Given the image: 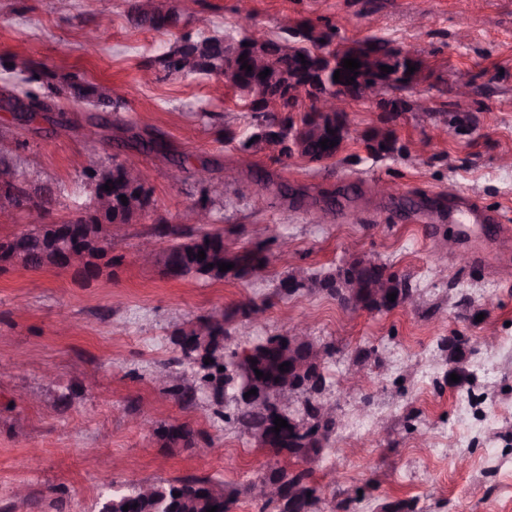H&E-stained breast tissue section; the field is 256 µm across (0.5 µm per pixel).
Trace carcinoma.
Returning a JSON list of instances; mask_svg holds the SVG:
<instances>
[{
	"instance_id": "1",
	"label": "carcinoma",
	"mask_w": 512,
	"mask_h": 512,
	"mask_svg": "<svg viewBox=\"0 0 512 512\" xmlns=\"http://www.w3.org/2000/svg\"><path fill=\"white\" fill-rule=\"evenodd\" d=\"M129 19L136 26H148L163 29L177 24L179 16L174 11L163 12L156 7V0H133L129 9ZM281 36L275 39L242 38L236 40L229 36L183 35L167 52L158 58V66L169 75L180 76H224L231 77L230 87L240 100L244 101L250 112L253 131L239 142L244 152L265 151L270 158L280 161L290 157L287 152L288 141L296 138L303 140V156L312 161H325L332 155L322 150L320 141L334 140V131L347 130V116L344 112H317L315 103L328 95H341L348 100L366 98L369 82L379 85L378 106L389 116L414 109L409 101L393 96L387 97L388 91L407 88L420 80L422 63L403 55L382 38L371 37L362 42L339 47L331 45L324 36L315 35L312 25L303 20H296L288 27H280ZM246 55L247 64H252L257 57L264 61V68L270 70L265 78H260V71H247L239 61ZM304 59H299V55ZM355 58L361 67L356 69L358 75L354 82L346 83L345 77L350 72L344 69V59ZM386 65L393 71H381ZM415 71L408 72V66ZM0 68L32 84L43 81L46 73L38 68L27 56L20 57L18 52H8L0 57ZM340 71V81H334L335 71ZM70 97L80 103H87L106 113L102 117L104 128L117 126L129 133L126 139L128 147L139 152L149 151L165 156L171 155L169 142L158 131L145 130L131 125L119 115V96L113 87L101 83L75 82L67 84ZM9 100H27L32 111L24 116L27 124H32L40 112L51 110V105L40 99L34 89L29 88L18 95L9 90L3 92ZM309 100L307 111L294 119L299 98ZM393 131L376 130L367 139L368 149L377 154H386L393 150ZM0 167L11 173L15 187H20L23 172L13 162L9 152L0 150ZM87 197L81 202V215L62 224H45L43 228H34L10 239L0 240V270L10 263L13 250L28 243L30 237L40 232L47 247L52 248L59 240L67 237H79L83 222L95 223L90 213L91 204L110 184L112 195V216L110 224H127L132 220L130 209H119L121 196L134 199L141 194L144 205L139 212H144L150 203L149 188L130 187L124 177L122 162L112 161L110 167H89L85 169ZM355 186L349 185L331 191H322L323 206L320 210L326 214H335L351 200ZM154 235L165 239L169 245L163 248L168 267L177 272V277L192 276L209 281H221L226 278H243L259 272L264 265L261 248L244 250L228 254L224 251V235L220 232L199 229L187 231L175 224H157ZM205 251L206 258L198 259V252ZM231 262L234 268L222 272L219 263ZM335 271L323 276L309 274L300 269H290L281 278L279 288L286 296L300 291L318 290L332 297L336 296V276L343 271ZM350 277L344 280L346 288L353 290L367 303H373L372 295L376 288L384 286L401 297H413V288L406 277L388 271L383 264L354 259L347 263ZM264 312V307L249 302L235 309H218L198 319L188 329H177L171 336V342L179 352L175 362H191L200 356L209 359V364L197 370L200 385L209 393L216 406L214 414L226 417L224 408L232 404L235 407L234 422L247 435L248 439L267 450L276 461L267 467L260 477L280 485L283 493L274 500L262 501V512H322L321 497L317 487L309 478L318 466L323 452L331 444L336 433V422L324 421L321 410L327 404L323 393L328 388L325 374L326 364L336 354L333 343L313 340V344L323 348L326 357L319 369L312 374L310 385L313 395L307 398L299 415L298 425L272 431L278 409L275 404L280 389L283 372L279 366L289 360L288 346L283 342L284 336H267L250 344L246 348H230L226 345L232 333L226 328L237 314L248 317ZM270 375V378L257 377L256 371ZM256 394H248L250 390ZM168 391L184 406L196 403L197 392L175 378L168 386ZM169 447H192L193 430L184 423L162 424L156 429ZM294 458L305 468L290 472L280 465L278 458ZM251 495L250 487L239 490L209 478L187 477L165 482H138L119 495L110 498L111 512H206L212 506L217 512H231L233 505L241 494Z\"/></svg>"
}]
</instances>
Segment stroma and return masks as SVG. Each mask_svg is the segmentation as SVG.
<instances>
[{"instance_id":"stroma-1","label":"stroma","mask_w":512,"mask_h":512,"mask_svg":"<svg viewBox=\"0 0 512 512\" xmlns=\"http://www.w3.org/2000/svg\"><path fill=\"white\" fill-rule=\"evenodd\" d=\"M131 0H72L62 20L54 0H0V55L21 49L52 74L37 92L66 113L60 127L14 125L0 112V134L31 192L48 191L55 220L76 218L86 166L108 167L125 135L109 129L84 139L88 107L67 100L66 79L107 82L120 114L164 133L184 160L180 181L163 156L140 157L150 173L151 203L132 223L114 226L118 262L91 282L58 270H0V512H98L101 502L141 481L207 477L239 488L234 512H259L244 495L272 463L238 425L214 416L206 393L183 408L158 377L161 365L192 380L172 361L171 336L212 308L267 301L242 323L232 344L288 332L305 322L339 353L326 368V399L338 427L312 481L324 512H512V245L488 267L473 265L494 225L477 229L448 220L443 204L465 194L501 210L512 225V0H157L175 9L177 26L153 30L128 19ZM304 19L341 45L376 36L422 62L424 78L403 91L431 98L433 114L395 119L371 100L347 107L348 135L333 159L295 156L277 163L242 152L250 118L223 78L159 76L139 83L142 65L183 33L219 32L268 39L282 17ZM100 29L95 53L85 34ZM471 81L465 110L457 83ZM392 129L395 148H367L372 131ZM234 140H225V132ZM211 161L224 195L215 227L234 253L254 248L267 227L266 266L242 279H171L141 264L139 244L154 226L194 229L205 197L192 171ZM304 185L310 194L355 184L360 197L339 215L291 208L262 190L238 197L235 183L255 171ZM393 183L396 199L374 184ZM438 200L424 217L401 210L416 195ZM409 275L413 302L387 312L353 313L322 293H278L286 268L323 274L353 259ZM373 348L357 388L345 374L359 348ZM464 372L449 381L452 368ZM186 423L190 448H167L160 423Z\"/></svg>"}]
</instances>
